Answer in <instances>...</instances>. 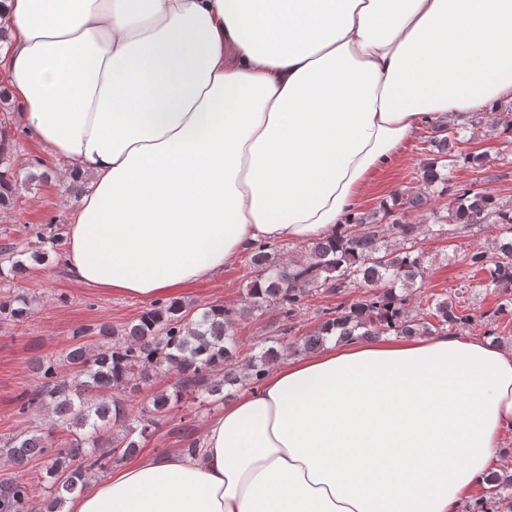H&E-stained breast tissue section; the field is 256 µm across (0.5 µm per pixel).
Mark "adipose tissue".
<instances>
[{"mask_svg": "<svg viewBox=\"0 0 512 512\" xmlns=\"http://www.w3.org/2000/svg\"><path fill=\"white\" fill-rule=\"evenodd\" d=\"M17 123L90 187L65 265L160 300L330 237L427 126L512 100V0H0ZM512 433V351L350 340L67 512H458Z\"/></svg>", "mask_w": 512, "mask_h": 512, "instance_id": "adipose-tissue-1", "label": "adipose tissue"}]
</instances>
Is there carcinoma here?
<instances>
[{"mask_svg": "<svg viewBox=\"0 0 512 512\" xmlns=\"http://www.w3.org/2000/svg\"><path fill=\"white\" fill-rule=\"evenodd\" d=\"M466 127H448V135L431 138L437 153L450 158L439 167L424 168V193L400 192L392 202H382L379 210L356 212L341 225L331 239H315L305 253L288 261L281 259L278 247L260 244L249 251L253 277L247 285L243 312L252 314L272 309L283 322L284 331L295 327L294 320L316 294H337L345 288L364 292L351 303H339L322 310L323 321L312 333L297 342L278 341L252 355L244 372L236 369L237 344L233 329L234 312L219 304L193 310L176 300L157 301L120 331L107 326L75 332L112 337L105 344L74 346L65 356L69 374L59 373L56 363L40 360L36 370L40 382L27 395L20 412L39 405L51 410L49 427L21 431L0 446L17 466L35 458L50 456L46 470L51 479L50 501L46 512H61L64 502L85 486L86 477L100 473L136 452L155 430L159 421L183 400L209 407L224 401V387L261 382L276 362L282 348L314 352L327 341L375 339L382 336H442L448 329L465 326L475 316L457 309L448 298L437 299L421 312L412 306L417 280L425 273V259L415 249L417 237L448 233V221L468 228L477 224H497L499 237L490 251H474L469 265L485 270L490 285L506 295L500 310L512 307V202H502L487 191L461 188L453 182L458 163L481 165V156L454 154L464 142ZM12 168L9 135L0 131V207L10 204L17 180ZM448 198V217L434 218L430 224H405L398 209L419 210L433 198ZM402 241L394 250L388 238ZM9 267L0 266V277L25 275L30 264L45 261L44 251L16 243L0 246ZM30 301L15 295L0 301V314L22 318L29 313ZM175 372L178 381L173 392L162 390L153 396L150 407L132 415L126 393L161 373ZM68 434L65 446L56 447L54 435ZM36 477L0 484V512H30L29 485ZM486 495L467 506L465 512H512V473L492 472L484 478Z\"/></svg>", "mask_w": 512, "mask_h": 512, "instance_id": "carcinoma-1", "label": "carcinoma"}]
</instances>
